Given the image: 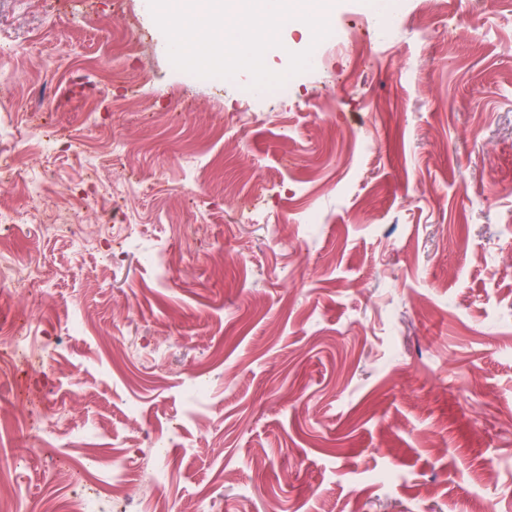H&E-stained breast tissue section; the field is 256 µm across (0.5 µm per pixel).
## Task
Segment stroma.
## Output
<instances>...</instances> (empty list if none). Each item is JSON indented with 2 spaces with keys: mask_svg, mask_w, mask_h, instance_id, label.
<instances>
[{
  "mask_svg": "<svg viewBox=\"0 0 512 512\" xmlns=\"http://www.w3.org/2000/svg\"><path fill=\"white\" fill-rule=\"evenodd\" d=\"M447 2L397 0L391 36L368 0H335L346 50L245 102L249 74L171 64L145 0H0V113L24 127L0 144L18 165L0 210L27 219L0 245L50 271L45 293L0 302L40 357L0 385L1 452L28 456L40 398L70 416L47 462L93 453L137 477L135 439L203 374L209 403L165 450L167 492L203 512H470L486 495L512 512V0H470L475 34ZM58 221L81 242L41 234ZM167 243L161 284L139 254ZM5 482L9 512L76 497L66 472Z\"/></svg>",
  "mask_w": 512,
  "mask_h": 512,
  "instance_id": "stroma-1",
  "label": "stroma"
}]
</instances>
